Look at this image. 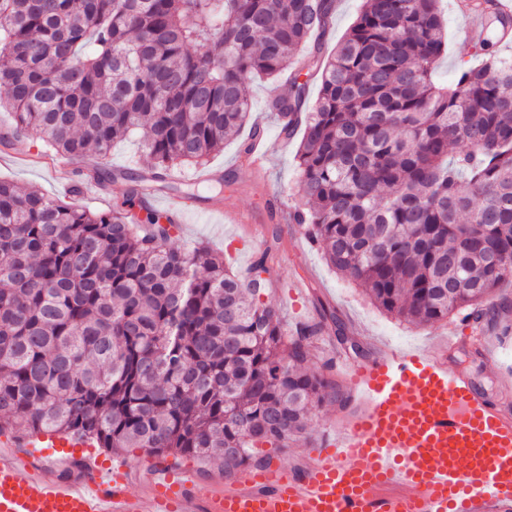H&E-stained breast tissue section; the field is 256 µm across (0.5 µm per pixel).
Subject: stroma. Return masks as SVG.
Wrapping results in <instances>:
<instances>
[{"label":"stroma","instance_id":"1","mask_svg":"<svg viewBox=\"0 0 512 512\" xmlns=\"http://www.w3.org/2000/svg\"><path fill=\"white\" fill-rule=\"evenodd\" d=\"M460 0H442L441 9L448 32V49L437 72L439 81L450 82L460 65L473 61L474 46L465 37L466 15ZM253 102L251 124L261 129L262 140L269 154L265 168L256 171L249 167L242 145L250 138L242 133L239 139L226 142L221 153L213 155L206 164L214 177H232L233 183L224 190L225 208L250 216L247 224H233L213 210L214 191L200 189L197 198L189 200L184 210V222L177 226L174 239L178 242L196 241L221 252L226 263L234 269L247 271L260 253H267V289L264 298L280 308L287 327L298 323H316L323 308L334 310L361 344L360 354L338 350L333 333L312 337L314 358L312 369L322 370L332 362L333 372L351 387L349 365L367 361L386 344L403 348L430 346L448 337H459L463 325L459 317L431 325H414L401 321L376 308L346 278L330 270L320 252L311 245L303 229L296 224H281L271 220L275 205L292 208L299 200V170L296 163L298 139H286L279 122L266 109L271 97L288 92L287 77L255 78L249 85ZM44 155L40 142L28 137L17 139L9 150L0 149V178L18 186H34L45 194L60 199H73L75 204L99 212L112 209L125 194L126 183L119 180L84 195L69 197L41 162ZM303 278L304 291L298 298L287 299L286 293L296 278ZM474 335L485 337L496 347L501 358L499 366L487 364L475 353L472 345L461 344L448 352V362L468 374L476 387L488 398L501 397L502 382L512 374V330L485 329L473 325ZM357 406L356 397L346 405L327 404L316 410L304 438L290 442L274 459L276 465L301 473L305 453L327 435L335 434L337 426L349 417Z\"/></svg>","mask_w":512,"mask_h":512}]
</instances>
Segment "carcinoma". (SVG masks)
I'll return each mask as SVG.
<instances>
[{"label":"carcinoma","instance_id":"cac0c4a2","mask_svg":"<svg viewBox=\"0 0 512 512\" xmlns=\"http://www.w3.org/2000/svg\"><path fill=\"white\" fill-rule=\"evenodd\" d=\"M440 0H362L333 53L336 0H0V85L11 134L70 158H106L143 132L148 173L108 212L0 179V433L91 436L102 448L265 468L312 413L347 397L307 370L336 313L288 332L261 300L266 254L243 277L199 244H175L146 183L203 166L252 111L254 76L288 75L269 101L297 150L291 212L335 272L414 324L508 322L512 279V56L476 40L451 85ZM488 16L508 42L512 15ZM320 77L306 106L302 71ZM498 266L488 264L489 257Z\"/></svg>","mask_w":512,"mask_h":512}]
</instances>
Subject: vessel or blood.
Returning a JSON list of instances; mask_svg holds the SVG:
<instances>
[{"label":"vessel or blood","mask_w":512,"mask_h":512,"mask_svg":"<svg viewBox=\"0 0 512 512\" xmlns=\"http://www.w3.org/2000/svg\"><path fill=\"white\" fill-rule=\"evenodd\" d=\"M351 374L362 407L309 449L301 476L251 470L203 496L193 469L158 463L140 496L129 459L96 456L65 478L95 440L33 431L0 439V512H512V408L431 349L388 346Z\"/></svg>","instance_id":"1"}]
</instances>
